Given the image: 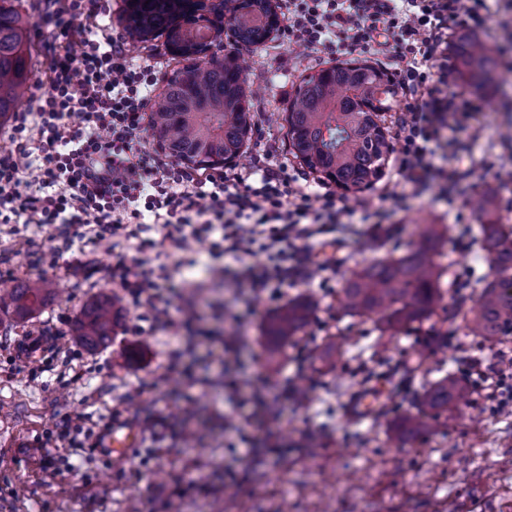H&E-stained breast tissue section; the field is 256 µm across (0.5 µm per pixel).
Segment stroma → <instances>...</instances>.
<instances>
[{
	"label": "stroma",
	"instance_id": "35a3bbf8",
	"mask_svg": "<svg viewBox=\"0 0 512 512\" xmlns=\"http://www.w3.org/2000/svg\"><path fill=\"white\" fill-rule=\"evenodd\" d=\"M13 5L34 26L30 90L17 106L25 112L47 85L51 57L45 46L55 30L47 20L49 0ZM481 40L499 53L502 85L482 92L483 108L471 121L481 134L456 160L464 180L454 190L429 182L389 226L397 240L421 224L444 225L435 260L448 275L489 271L486 257L456 244L460 232L477 228L474 196L492 191L502 224L512 229V142L501 137L512 129V47L500 45L492 31ZM124 47L130 60L155 65L159 83L180 67L165 37L126 36ZM211 51L236 55L253 92V135L231 169L248 175L254 155L267 145L279 161L299 167L284 115L301 77L331 66L333 57L288 45L280 32L257 48L222 36ZM390 144L380 178L358 191L335 190L337 205L378 201L382 189L397 183L400 145L395 138ZM56 245L45 228L0 234V282L41 278L58 291L30 323L0 312V415L12 422L18 446L0 450V512H512V413L493 414L475 400L462 414L431 420L428 431L403 444L388 441L392 426L416 413L433 382L459 373L463 354L486 353L494 345L468 336L459 319L434 318L385 336L374 321L343 315L337 288L380 254L370 225L343 240L330 289L312 283L289 290V298H313L317 310L313 324L287 346L273 353L263 338L274 304L229 280L199 297L195 344L177 362L166 332L130 333L134 315L127 309L108 348H83L74 338L83 306L121 290L107 278L110 253L80 242L60 255ZM247 306L252 318L235 321L234 313ZM35 332L42 335V352L21 356L23 341ZM232 336L243 340L239 352L222 363L214 360ZM432 336L447 337V349L383 393L384 419L347 418L348 400L370 389L374 370L414 364L417 349ZM330 337L342 341L345 359L325 373L318 356ZM302 344L307 354L300 361ZM256 380L271 402L285 383L306 384L309 395L282 405L280 417L271 419L262 405L246 399ZM76 418L83 429L79 447L71 448L56 436ZM108 423L137 427L140 440L127 457L93 448L91 433Z\"/></svg>",
	"mask_w": 512,
	"mask_h": 512
}]
</instances>
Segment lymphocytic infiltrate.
Listing matches in <instances>:
<instances>
[{"label": "lymphocytic infiltrate", "instance_id": "obj_1", "mask_svg": "<svg viewBox=\"0 0 512 512\" xmlns=\"http://www.w3.org/2000/svg\"><path fill=\"white\" fill-rule=\"evenodd\" d=\"M289 44L344 55L382 56L409 103L400 116V189L337 205L300 171L255 155L253 182L241 174H200L158 161L141 140L143 109L156 84L151 66L128 60L120 39L76 29L84 0H65L52 13L60 40L47 89L31 111L14 113L13 149L0 152V223L13 218L53 227L61 250L88 239L112 255L109 278L136 320L133 334L161 329L181 337L195 318L201 283L175 287L167 258L194 264L196 246L213 241L215 255L240 264L237 279L280 303L290 288L327 286L338 237L356 223L384 224L410 207L431 180L455 185L460 172L434 163L437 149L465 150L477 95L448 84V30L490 28L486 0H282ZM473 394L494 411L512 412V348L503 346L462 366Z\"/></svg>", "mask_w": 512, "mask_h": 512}]
</instances>
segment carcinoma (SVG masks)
Returning a JSON list of instances; mask_svg holds the SVG:
<instances>
[{
    "label": "carcinoma",
    "mask_w": 512,
    "mask_h": 512,
    "mask_svg": "<svg viewBox=\"0 0 512 512\" xmlns=\"http://www.w3.org/2000/svg\"><path fill=\"white\" fill-rule=\"evenodd\" d=\"M210 10L219 27L196 26L193 0H136L126 18L131 35L145 40L164 32L171 50L195 62L179 71L164 86L161 102L150 116L148 129L167 156L206 169L236 158L252 131L251 98L234 57L198 58L211 43V32L225 28L236 42L262 45L277 30L271 0H239L228 15ZM32 23L7 0H0V118L14 109L27 91V57ZM465 85L483 89L492 85L496 59L472 39L456 48ZM396 94L395 82L382 70L351 61L321 70L301 80L286 115L290 152L310 170L320 172L339 186L359 188L378 172L390 143L378 125V113L391 109L387 101ZM480 224L473 245L485 254L493 273L464 276L453 281L455 291L471 289L477 295L467 322L470 335L498 341L512 335V231L499 223L496 202L482 196L475 202ZM442 233L436 224H424L407 243L398 242L386 256L374 259L347 277L336 294L350 316L371 319L384 332H395L436 316L446 322L455 310L443 305L445 292L435 262ZM54 292L44 279H26L5 295L0 308L26 321L48 304ZM119 299L103 294L86 304L75 324V336L86 348L99 350L112 341ZM316 305L299 296L272 312L263 333L277 348L308 326ZM470 388L450 373L420 397V411L397 425L392 437L404 441L429 427V419L467 407Z\"/></svg>",
    "instance_id": "cac0c4a2"
}]
</instances>
